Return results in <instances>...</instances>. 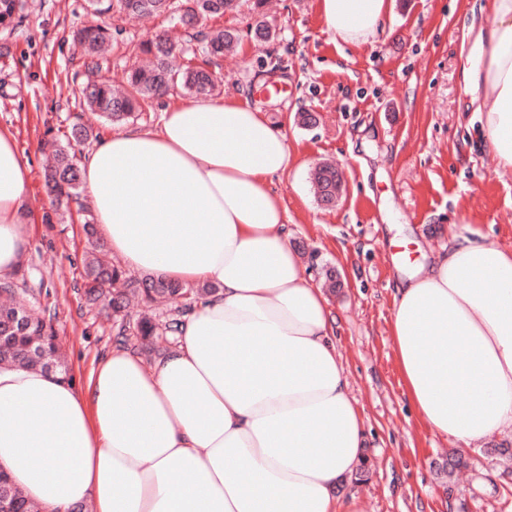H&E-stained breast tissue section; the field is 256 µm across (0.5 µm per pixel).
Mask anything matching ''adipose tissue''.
<instances>
[{
	"label": "adipose tissue",
	"mask_w": 512,
	"mask_h": 512,
	"mask_svg": "<svg viewBox=\"0 0 512 512\" xmlns=\"http://www.w3.org/2000/svg\"><path fill=\"white\" fill-rule=\"evenodd\" d=\"M334 41L374 37L396 0H318ZM461 95L512 170V0H484L459 55ZM286 135L238 96L168 105L80 162L95 222L129 269L215 293L152 364L116 347L86 386L0 365V468L45 512H354L337 486L364 421L273 180ZM29 168L0 131V278L26 246ZM391 336L405 395L464 445L512 434V249L474 228L399 282Z\"/></svg>",
	"instance_id": "1"
}]
</instances>
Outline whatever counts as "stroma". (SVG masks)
I'll use <instances>...</instances> for the list:
<instances>
[{"instance_id":"35a3bbf8","label":"stroma","mask_w":512,"mask_h":512,"mask_svg":"<svg viewBox=\"0 0 512 512\" xmlns=\"http://www.w3.org/2000/svg\"><path fill=\"white\" fill-rule=\"evenodd\" d=\"M86 7V0H19L10 23L0 25V129L14 135L30 169L28 299L50 307L80 385L114 347L115 327L85 303L83 213L70 203L66 223H58L41 145L63 143L73 124L97 120L79 99L87 75L71 43ZM471 7L470 0H397L386 31L359 47L334 42L317 0H277L263 14L273 32L267 41L251 34L245 6L201 24L206 32L238 30L235 53L215 70L225 93L242 95L288 138L291 168L274 188L308 277L321 287L333 269L342 279L330 298L336 343L372 462L368 481H347L342 491L356 498L357 512H512V475L476 448L463 451L469 466L458 492L445 493L434 464L455 443L430 431L407 400L390 336L399 247L414 262L432 256L463 210L472 226L512 249V173H495L472 129L476 118L461 103L459 52ZM105 19L114 30L107 75L116 83L155 33L181 44L173 67L200 49L170 13L145 20L112 10ZM301 112L314 123L300 125ZM323 162L342 177L331 206L312 187Z\"/></svg>"}]
</instances>
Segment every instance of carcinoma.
<instances>
[{
    "mask_svg": "<svg viewBox=\"0 0 512 512\" xmlns=\"http://www.w3.org/2000/svg\"><path fill=\"white\" fill-rule=\"evenodd\" d=\"M119 11L134 15H151L172 8L173 0H115ZM238 0H180L179 21L194 29L192 37L202 42L203 59L182 71L172 70L167 62L174 51V44L164 33H157L141 44V52L151 57L147 68L135 67L126 75L127 89L117 92L112 81L101 75L102 56L111 39L110 28L95 24L77 29L73 40L81 48L85 59L87 82L81 89L83 102L92 112H99L112 124L130 117L147 101L158 99L180 84L196 95H211L222 79L211 69L213 59L224 56L238 41L233 30L203 32L197 29L201 20L213 15L233 11ZM101 137L100 129L92 125L76 124L71 128L68 141L76 144ZM53 164L45 169L44 180L53 201L61 204L76 201L81 196L82 182L76 156L62 146L52 145ZM314 188L321 203H330L336 197V167L325 165L314 174ZM83 231L90 248L82 258L83 288L87 301L112 313L118 323L116 342L131 347L137 354L151 359L165 350L158 343L161 336L175 337L181 318L194 303L211 295L217 288L209 283L186 285L158 274L126 275L109 259L110 249L98 235L94 218H84ZM27 291V271L19 263L7 278L0 279V364H13L31 369H47L69 373L57 343L51 316L46 312L35 314L31 309L14 303L17 295ZM137 298L151 304L159 298L174 304L173 312L162 324L143 317L134 324L121 313L128 302ZM0 484L8 490L7 502L11 512H44L42 506L30 500L24 491L14 484L8 473L0 470Z\"/></svg>",
    "mask_w": 512,
    "mask_h": 512,
    "instance_id": "obj_1",
    "label": "carcinoma"
}]
</instances>
